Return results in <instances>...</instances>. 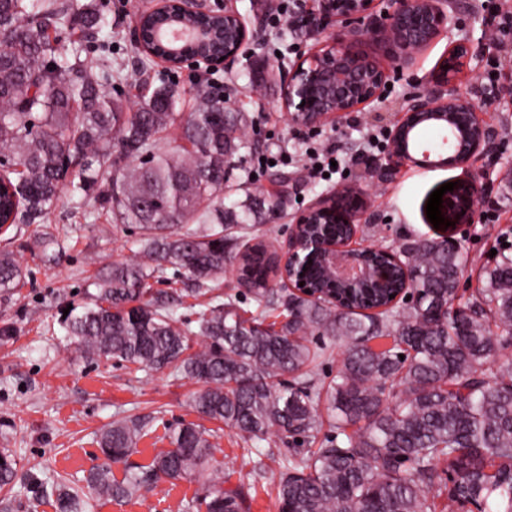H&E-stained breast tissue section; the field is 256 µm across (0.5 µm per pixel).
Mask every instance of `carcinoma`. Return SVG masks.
<instances>
[{"instance_id": "obj_1", "label": "carcinoma", "mask_w": 512, "mask_h": 512, "mask_svg": "<svg viewBox=\"0 0 512 512\" xmlns=\"http://www.w3.org/2000/svg\"><path fill=\"white\" fill-rule=\"evenodd\" d=\"M72 9V0H0V177L11 188L0 211L13 224L32 221L64 192H96L122 223L142 230L134 256L100 270L89 302L68 313L75 350L195 380L202 388L190 406L199 415L251 442L275 435L296 446L277 460L279 512H436L441 496L446 512L464 502L477 512H512V360L501 359L512 345V253L481 270V288L458 308L469 253L430 238L396 250L393 285L403 287L410 275L411 299L391 307L393 288L374 287L354 289L338 306L329 297L343 299L346 290L316 270L309 276L323 299L272 288L261 243L235 255L254 311L211 295L209 283L224 275V223L238 222L218 195L242 119L224 111L220 92L202 88L181 125L189 147L178 156L162 149L159 134L175 123L180 92L158 86L136 111H124L112 98V76L81 57L101 22L96 4L78 8L70 47L51 38ZM122 158L139 163L125 170ZM191 219L212 227L201 233ZM41 245L46 262L59 261L58 235L45 233ZM170 269L207 297L194 321L175 314L172 295L152 288ZM24 277L13 256L0 255L1 291ZM193 336L202 337L195 351ZM315 336L341 350L325 390L309 370L328 352ZM322 400L335 435L318 443ZM143 428L118 420L101 430L91 493L126 502L144 486L189 480L199 484L191 512H250L243 487L224 486L215 465L219 432L182 423L170 449L139 465L130 458ZM15 478L13 451L3 448L0 486ZM30 483L56 496L57 512H83L79 492Z\"/></svg>"}]
</instances>
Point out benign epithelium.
<instances>
[{"label": "benign epithelium", "mask_w": 512, "mask_h": 512, "mask_svg": "<svg viewBox=\"0 0 512 512\" xmlns=\"http://www.w3.org/2000/svg\"><path fill=\"white\" fill-rule=\"evenodd\" d=\"M315 15L326 22L341 23L336 39L317 51L303 53L288 68L281 88L282 107L295 126L317 128L328 122L342 123L352 112L373 108L382 99L388 72L357 47L364 36L385 45L395 70L412 66L416 56L442 31L457 25L455 12L448 11V0H386L379 9L376 0H315ZM183 19L219 16L224 19V38L214 41L206 51L185 50L179 56L157 53L145 35L143 25L169 14ZM135 44L140 53L160 60L172 68L194 71L231 68L252 38L241 16L231 6L213 10L204 0H153L142 9L134 25ZM481 47L468 39L451 43L439 61L428 87L412 96L394 124L390 148L382 162L372 168L373 177L383 182L396 177L401 168L412 162L424 165L415 157L420 131L436 126L448 132V156L438 165L469 166L493 150V129L480 116L485 102L462 95L454 85L456 74L470 67ZM365 213L362 195L350 187L312 203L298 215L295 226L302 224H347L356 229ZM350 239L336 236L306 239L291 232L285 251L279 254L282 279L289 288L302 293L306 287L300 273L308 261L319 262L336 282L357 285L375 280L389 281L393 263L398 261L392 249L374 246L368 253L387 258L369 264L349 247Z\"/></svg>", "instance_id": "obj_1"}]
</instances>
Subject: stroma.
<instances>
[{"mask_svg": "<svg viewBox=\"0 0 512 512\" xmlns=\"http://www.w3.org/2000/svg\"><path fill=\"white\" fill-rule=\"evenodd\" d=\"M231 2L247 20L256 22L253 40L232 70L172 71L145 61L133 42V19L145 0H96L106 21L104 35L111 37L109 57L113 71L146 67L147 83L134 87L117 81L112 95L128 109L152 88L176 86L182 92L180 115L194 107L193 96L203 87L224 89L228 111L240 113L246 136L228 160L224 183L225 206L248 213L244 238L226 237L227 254L241 250L244 242H265L279 251L297 215L314 200L339 187L359 190L366 204V218L359 225L358 240L370 246H397L409 238H454L475 259L460 282L461 300L478 288L477 269L493 264L492 250L512 244V55L493 45L487 31L482 0H457L456 27L441 33L420 52L411 70L391 72L381 101L372 108L352 113L342 124L319 128L292 125L281 105L279 69L302 51L330 43L335 24L293 30L288 20L272 25L268 0H208L214 7ZM468 36L488 45L489 56L500 58L495 93L485 85V60L472 62L458 76L461 90L488 102L484 119L497 131L500 158L486 157L469 168L405 165L387 183L374 182L373 161L382 159L390 145L382 139L378 148L358 154L357 146L368 132H389L407 104L408 97L424 88L451 41ZM334 146L340 161L326 180L308 177L301 158L312 140ZM487 184L483 204L471 191L475 176ZM454 183L444 195L442 215L446 227L437 229L426 215L430 194L442 184ZM474 214L466 222L464 214ZM68 231L65 256L59 264L42 259L39 240L46 228ZM141 231L121 223L110 208L78 197L62 195L44 219L32 224L0 228V249L13 252L26 278L11 295L0 294V448L14 450L17 477L0 488V501L10 502L12 512H56L53 498L31 506L25 487L30 477L50 481L65 477L82 491L89 469L100 449L96 434L113 421L132 417L143 420L145 433L137 444L135 462L145 465L170 447V433L182 422H198L189 405L197 385L169 371L145 372L112 360L81 357L70 346L61 321L67 306H80L94 275L103 266L124 261L139 248ZM224 478L243 485L249 494L250 512H278L275 485L277 462L255 469L245 457V441L233 429H225L220 441ZM196 483L180 480L165 492L142 488L126 503L92 497L87 512H184L195 495Z\"/></svg>", "mask_w": 512, "mask_h": 512, "instance_id": "35a3bbf8", "label": "stroma"}]
</instances>
